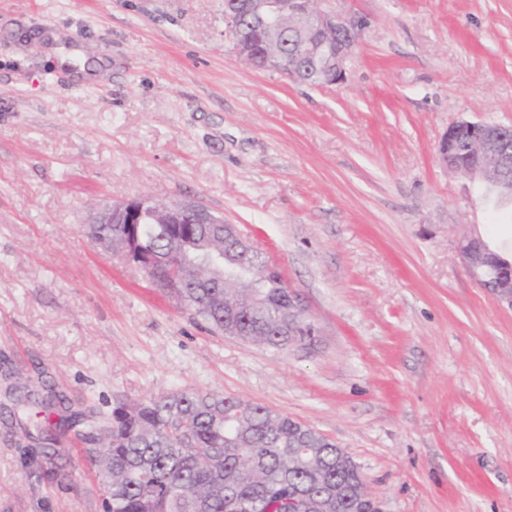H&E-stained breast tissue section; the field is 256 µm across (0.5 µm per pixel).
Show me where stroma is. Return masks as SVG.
I'll return each mask as SVG.
<instances>
[{
    "instance_id": "35a3bbf8",
    "label": "stroma",
    "mask_w": 512,
    "mask_h": 512,
    "mask_svg": "<svg viewBox=\"0 0 512 512\" xmlns=\"http://www.w3.org/2000/svg\"><path fill=\"white\" fill-rule=\"evenodd\" d=\"M322 7L367 22L333 87L238 60L224 0H0V360L76 410L260 402L336 442L382 512H512V306L456 250H512V202L438 153L456 121L512 125V0ZM142 194L263 248L313 340L213 332L86 237ZM57 446L47 464L0 426V512H104L74 435Z\"/></svg>"
}]
</instances>
